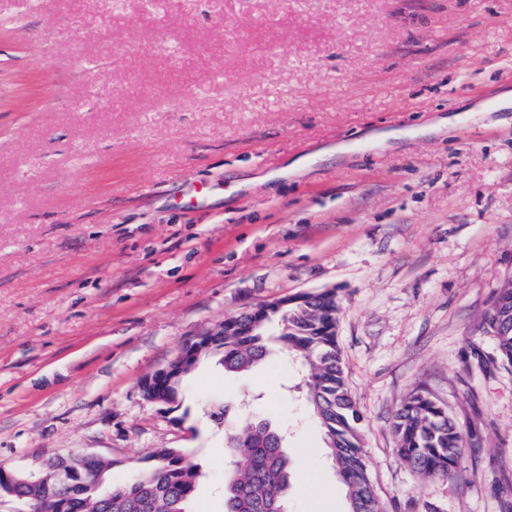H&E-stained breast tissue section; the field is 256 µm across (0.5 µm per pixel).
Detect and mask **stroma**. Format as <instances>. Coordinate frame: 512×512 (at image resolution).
<instances>
[{"instance_id": "stroma-1", "label": "stroma", "mask_w": 512, "mask_h": 512, "mask_svg": "<svg viewBox=\"0 0 512 512\" xmlns=\"http://www.w3.org/2000/svg\"><path fill=\"white\" fill-rule=\"evenodd\" d=\"M506 92L512 0H0V466L96 453L118 484L182 448L190 512H221V400L288 426L290 512H346L299 363L202 359L173 410L140 391L224 317L332 289L388 512H501L512 368L480 325L512 273ZM416 389L465 434L449 477L396 451Z\"/></svg>"}]
</instances>
